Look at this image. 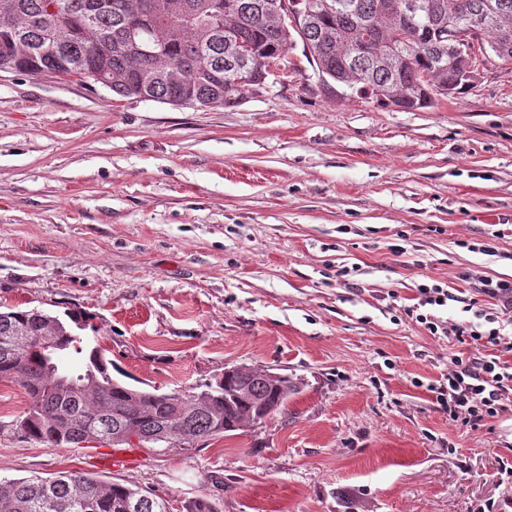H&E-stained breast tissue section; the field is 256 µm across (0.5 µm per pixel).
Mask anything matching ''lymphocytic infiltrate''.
<instances>
[{
    "mask_svg": "<svg viewBox=\"0 0 512 512\" xmlns=\"http://www.w3.org/2000/svg\"><path fill=\"white\" fill-rule=\"evenodd\" d=\"M416 291L414 303L402 310V320L465 348L450 359L442 380L429 387L449 424L479 431L511 413L512 363L504 356L512 353V280L473 277L470 296L461 300V320L439 316V309L453 298L440 280L426 277Z\"/></svg>",
    "mask_w": 512,
    "mask_h": 512,
    "instance_id": "obj_1",
    "label": "lymphocytic infiltrate"
}]
</instances>
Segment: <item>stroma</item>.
<instances>
[{
	"mask_svg": "<svg viewBox=\"0 0 512 512\" xmlns=\"http://www.w3.org/2000/svg\"><path fill=\"white\" fill-rule=\"evenodd\" d=\"M232 107L0 71V307L89 318L113 378L169 393L246 364L300 381L259 426L185 448L0 433V478L81 470L186 512H474L512 488V414L449 425L462 347L393 320L424 277L512 279V65L400 111L322 88L295 42ZM506 225L500 256L458 240ZM358 266L355 286L338 266Z\"/></svg>",
	"mask_w": 512,
	"mask_h": 512,
	"instance_id": "35a3bbf8",
	"label": "stroma"
}]
</instances>
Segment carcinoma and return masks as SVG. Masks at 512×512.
<instances>
[{
	"label": "carcinoma",
	"instance_id": "1",
	"mask_svg": "<svg viewBox=\"0 0 512 512\" xmlns=\"http://www.w3.org/2000/svg\"><path fill=\"white\" fill-rule=\"evenodd\" d=\"M416 2L417 8L408 7ZM282 0H0V71L30 67L65 78L96 72L115 95L173 106L224 107L243 92L261 89L265 65L281 68L300 38L320 83L346 86L385 106L430 108L472 84L479 59L512 62V0H288V9L312 18L306 28L273 26L268 11ZM332 8L325 7V3ZM485 15L464 55L448 59V37L462 21ZM243 42L248 58L237 57ZM162 45L180 78L170 80L145 52ZM366 43L397 52L400 69L389 72L371 56L353 57ZM444 84L447 92L425 99L418 89ZM68 321L37 308L0 311V382L21 384L30 406L11 429L47 448L88 442L123 443L120 433L136 429L145 444L173 446L224 437L256 420L257 403L236 399L239 375L201 384V391L158 394L112 378L101 350L89 347L81 313ZM17 336L16 351L5 338ZM252 388L276 413L298 393L287 377L272 380L257 368ZM0 512H169L166 500L137 488L108 483L80 471L0 482Z\"/></svg>",
	"mask_w": 512,
	"mask_h": 512
}]
</instances>
